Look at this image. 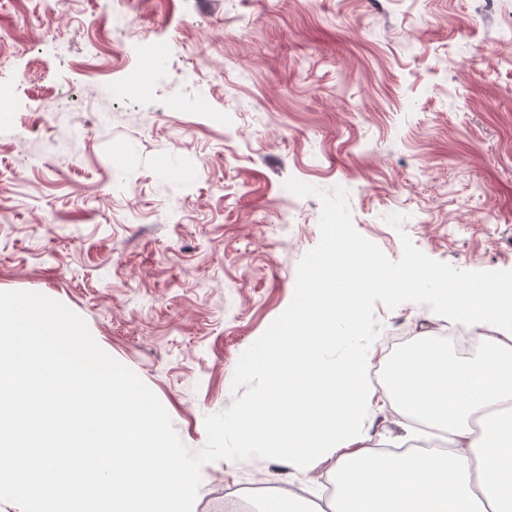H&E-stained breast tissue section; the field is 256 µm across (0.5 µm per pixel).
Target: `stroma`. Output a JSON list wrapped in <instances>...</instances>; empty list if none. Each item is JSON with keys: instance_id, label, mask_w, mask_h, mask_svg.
Listing matches in <instances>:
<instances>
[{"instance_id": "35a3bbf8", "label": "stroma", "mask_w": 512, "mask_h": 512, "mask_svg": "<svg viewBox=\"0 0 512 512\" xmlns=\"http://www.w3.org/2000/svg\"><path fill=\"white\" fill-rule=\"evenodd\" d=\"M511 18L512 0H0V77L19 89L0 120V291L79 314L200 450L320 240V200L288 178L347 189L390 259L405 234L454 268L512 270ZM140 72L148 97L115 95ZM364 304L323 361L448 333L432 286ZM393 415L372 403L366 446L435 440ZM336 464L207 463L193 512L257 483L318 512Z\"/></svg>"}]
</instances>
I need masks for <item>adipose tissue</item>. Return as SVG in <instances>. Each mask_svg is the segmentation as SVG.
<instances>
[{
  "label": "adipose tissue",
  "mask_w": 512,
  "mask_h": 512,
  "mask_svg": "<svg viewBox=\"0 0 512 512\" xmlns=\"http://www.w3.org/2000/svg\"><path fill=\"white\" fill-rule=\"evenodd\" d=\"M428 283L449 319L488 347L452 362L420 334L423 349L388 369L386 393L398 428L421 420L447 433L448 448L405 457L375 452L363 445L361 422L374 399L364 360L326 365L319 354L359 329L367 289ZM288 322L255 359L269 389L235 420L241 454L262 451L306 470L338 455L333 512H512V275L452 286L416 261L387 271L370 254L352 259L339 241Z\"/></svg>",
  "instance_id": "1"
}]
</instances>
